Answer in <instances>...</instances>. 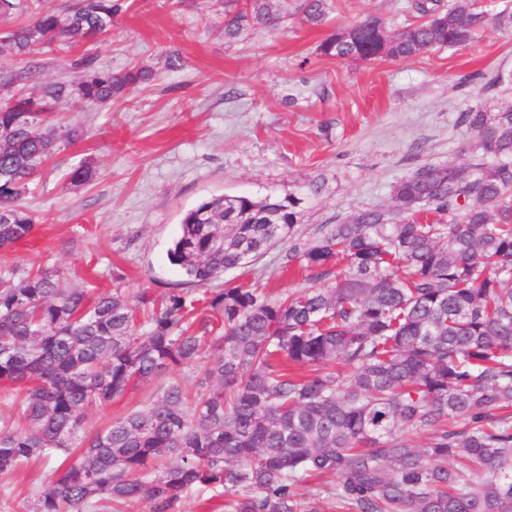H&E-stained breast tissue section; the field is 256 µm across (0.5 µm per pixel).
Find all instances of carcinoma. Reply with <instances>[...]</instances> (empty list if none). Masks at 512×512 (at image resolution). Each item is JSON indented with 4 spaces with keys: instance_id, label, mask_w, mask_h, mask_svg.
<instances>
[{
    "instance_id": "carcinoma-1",
    "label": "carcinoma",
    "mask_w": 512,
    "mask_h": 512,
    "mask_svg": "<svg viewBox=\"0 0 512 512\" xmlns=\"http://www.w3.org/2000/svg\"><path fill=\"white\" fill-rule=\"evenodd\" d=\"M224 38L271 26L269 0H227ZM122 0H0V17L29 19L0 37V84L23 79L41 50L108 35ZM304 22L322 23L325 0H303ZM420 21L386 41L338 31L320 55L373 61L465 44L483 22L472 0H416ZM86 53L72 83L49 82L0 99V250L31 235L24 204L39 166L80 130L58 120L65 104L118 100L152 73L112 74ZM457 124L464 166L425 163L393 187L391 209L370 207L301 252L322 271L297 295L257 288L199 298L116 290L90 299L59 272L0 277V385L22 391L20 429H0V475L32 459L71 454L87 410L135 380L197 362L211 390L177 381L144 412L85 441L79 460L51 470L30 512H180L188 494L224 497V512H317L298 488L323 489L346 512H512V108L480 105ZM298 201L222 195L186 213L168 249L190 283L206 287L291 237ZM436 218L420 222V215ZM224 232V247L213 237ZM336 276L324 282L325 268ZM150 308L149 325L135 317ZM352 370L349 379L337 365ZM309 367L297 377L288 367ZM429 434L424 446L407 436Z\"/></svg>"
}]
</instances>
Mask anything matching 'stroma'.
Listing matches in <instances>:
<instances>
[{
    "instance_id": "35a3bbf8",
    "label": "stroma",
    "mask_w": 512,
    "mask_h": 512,
    "mask_svg": "<svg viewBox=\"0 0 512 512\" xmlns=\"http://www.w3.org/2000/svg\"><path fill=\"white\" fill-rule=\"evenodd\" d=\"M302 0H270L274 28L224 37V0H124L109 35L38 55L27 88L72 80L75 59L92 52L97 69L143 67L151 79L123 100L67 105L62 120L82 138L40 172L28 199L31 236L0 252V273L53 269L90 295L121 290L161 297L197 295L167 251L185 213L221 195L298 200L290 241L273 245L214 289L261 288L298 293L314 272L288 258L359 210L393 207L395 182L417 166L467 164L456 119L471 105H512V0H475L484 24L463 46L431 49L408 60L349 61L320 56L319 42L368 15L396 33L418 23L413 0H327L326 20L301 21ZM482 73L491 93L464 84ZM89 162L95 175L69 182ZM318 182L319 193L309 191ZM206 360L131 386L87 411L83 436L95 435L161 396L169 380L189 391L210 388ZM51 462L21 465L0 476V512H21L46 486Z\"/></svg>"
}]
</instances>
